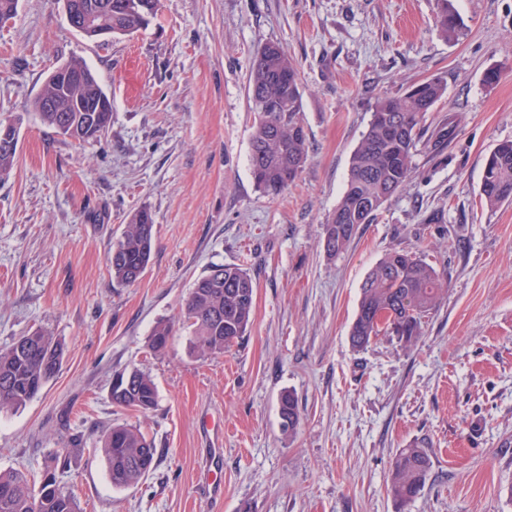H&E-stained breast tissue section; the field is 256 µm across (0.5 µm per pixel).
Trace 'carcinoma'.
<instances>
[{
	"label": "carcinoma",
	"mask_w": 512,
	"mask_h": 512,
	"mask_svg": "<svg viewBox=\"0 0 512 512\" xmlns=\"http://www.w3.org/2000/svg\"><path fill=\"white\" fill-rule=\"evenodd\" d=\"M112 5L108 20L112 35H131L149 25L159 0H107ZM436 26L447 37L459 30L448 0H438ZM445 87L438 78L425 80L401 97L384 98L376 104L350 163L346 189L328 216L323 248L330 256L343 253L363 224L374 221L379 209L412 180L421 122L442 97ZM255 113L250 165L256 187L276 198L291 186L308 153V135L302 120V92L296 64L277 45L257 51L252 61L249 87ZM87 94L104 96L98 79L75 87L73 96L60 95L56 109L44 107L42 97L33 102L41 121L74 140L100 136L111 124L110 112H74V99ZM481 196L488 209L512 203V141L499 143L486 158ZM154 242L150 211H136L122 238L112 247V279L133 284L144 273ZM447 286V274L412 250L393 249L368 274L350 327L354 349L365 348L382 333L397 334L406 345L422 334L423 318L434 309ZM255 284L245 269L235 264L213 267L191 289L183 312L193 329L192 352L206 358L221 354L238 343L250 326L254 311ZM173 326L160 322L150 337L155 353L166 349ZM64 345L46 330H35L0 349V411L18 409L33 399L60 370ZM112 403L141 413L152 411L158 393L152 378L139 369H124L112 376ZM279 414L288 415L282 425L292 432L299 423V403L288 392L280 397ZM83 443L76 434L68 447L54 455V465L39 482L16 469L0 472V512H81L77 498L64 491L56 471L68 466L70 454ZM101 451L112 486L138 484L153 468L156 448L137 427L118 424L100 438ZM431 468L426 450L410 443L393 463L388 489L403 507L422 491Z\"/></svg>",
	"instance_id": "obj_1"
}]
</instances>
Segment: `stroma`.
I'll use <instances>...</instances> for the list:
<instances>
[{
    "label": "stroma",
    "mask_w": 512,
    "mask_h": 512,
    "mask_svg": "<svg viewBox=\"0 0 512 512\" xmlns=\"http://www.w3.org/2000/svg\"><path fill=\"white\" fill-rule=\"evenodd\" d=\"M160 0L151 23L99 44L60 0H19L0 24V121H19L17 162L0 179V348L44 328L64 344L60 371L20 409L0 413V471L41 475L83 432L60 480L82 512H402L386 481L400 449L432 467L403 512H512V204L489 210L487 155L512 140V0ZM268 43L298 67L308 157L270 198L250 170L252 59ZM84 59L112 101L86 141L32 109L48 75ZM499 67L489 85L484 74ZM438 77L410 184L328 256L324 222L379 99ZM146 208L155 242L142 277L113 280L109 257ZM394 248L448 269L447 290L411 346L349 343L360 288ZM256 285L245 338L191 355L180 320L196 280L217 265ZM174 325L164 352L149 338ZM150 374L149 416L113 404L112 375ZM300 422L282 431V392ZM132 424L155 465L117 489L97 448ZM436 26L446 37H454L459 30V20L455 12L448 8V0L438 1Z\"/></svg>",
    "instance_id": "obj_1"
}]
</instances>
